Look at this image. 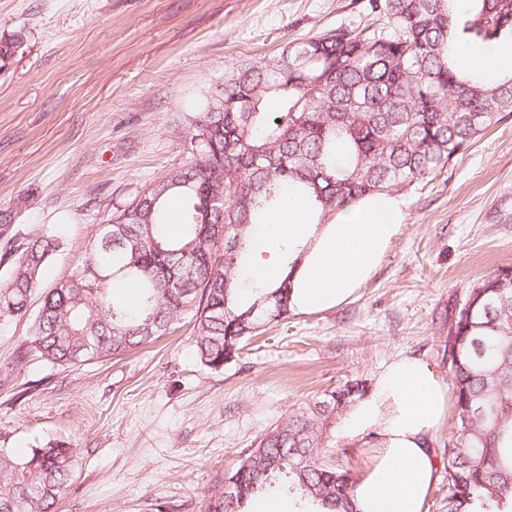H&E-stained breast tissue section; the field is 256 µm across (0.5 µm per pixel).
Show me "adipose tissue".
Listing matches in <instances>:
<instances>
[{
	"mask_svg": "<svg viewBox=\"0 0 512 512\" xmlns=\"http://www.w3.org/2000/svg\"><path fill=\"white\" fill-rule=\"evenodd\" d=\"M403 219L387 194L363 197L324 224L310 223L303 200L288 199L252 236L244 276L256 286L289 281L295 311L338 306L371 278ZM447 416L448 387L427 361L401 357L383 370L346 417L350 433L378 435L354 488V512H423L438 479L427 437Z\"/></svg>",
	"mask_w": 512,
	"mask_h": 512,
	"instance_id": "1",
	"label": "adipose tissue"
}]
</instances>
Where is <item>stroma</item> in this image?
Masks as SVG:
<instances>
[{
    "mask_svg": "<svg viewBox=\"0 0 512 512\" xmlns=\"http://www.w3.org/2000/svg\"><path fill=\"white\" fill-rule=\"evenodd\" d=\"M364 0H0V215L17 241L66 245L26 314L0 325V448L76 450L56 512H203L269 426L324 392L374 389L398 357L453 377L449 330L469 290L512 265V116L450 168L398 189L403 224L370 281L339 307L290 313L239 357L204 366L190 326L124 356L51 367L21 353L46 291L116 207L185 164L184 113L235 62L364 20ZM448 417L429 438L439 478L425 512H448ZM375 434L328 429L322 464L360 479Z\"/></svg>",
    "mask_w": 512,
    "mask_h": 512,
    "instance_id": "35a3bbf8",
    "label": "stroma"
}]
</instances>
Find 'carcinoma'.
Instances as JSON below:
<instances>
[{"mask_svg": "<svg viewBox=\"0 0 512 512\" xmlns=\"http://www.w3.org/2000/svg\"><path fill=\"white\" fill-rule=\"evenodd\" d=\"M367 0L384 19L339 26L236 63L190 125L189 161L115 209L81 263L45 295L23 354L51 366L121 356L184 320L203 365L221 370L261 327L288 318L289 288L241 278L246 241L290 194L314 223L350 202L428 178L512 115V74L452 58L468 43L512 47V0ZM0 38V69L21 49ZM60 242L28 243L0 285V324L26 313ZM137 289L134 305L113 293ZM457 436L448 448V512H504L512 464L500 440L512 426V266L469 290L450 331ZM365 394L357 380L323 393L271 426L232 474L234 497L206 498L205 512H244L261 492H294L322 512H353L354 481L318 462L324 433ZM75 449L47 442L18 455L0 448V512H54L70 487Z\"/></svg>", "mask_w": 512, "mask_h": 512, "instance_id": "carcinoma-1", "label": "carcinoma"}]
</instances>
